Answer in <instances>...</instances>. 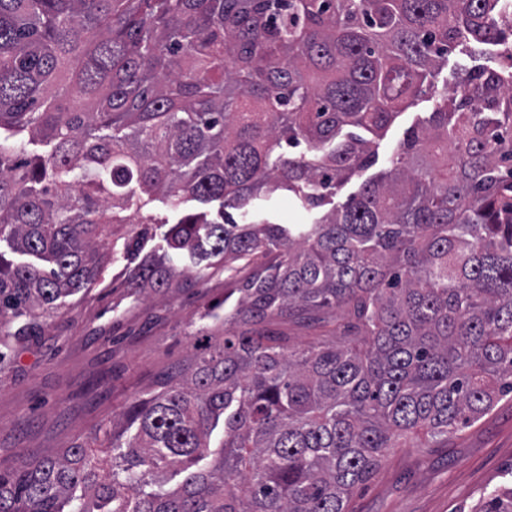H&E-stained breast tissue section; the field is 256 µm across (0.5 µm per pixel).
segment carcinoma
<instances>
[{"instance_id": "1", "label": "carcinoma", "mask_w": 512, "mask_h": 512, "mask_svg": "<svg viewBox=\"0 0 512 512\" xmlns=\"http://www.w3.org/2000/svg\"><path fill=\"white\" fill-rule=\"evenodd\" d=\"M499 3L0 0V325L41 335L106 257L157 292L187 263L224 273L182 369L92 446L0 473V512H349L391 449L442 448L512 398ZM489 44L499 65L340 207L234 218L263 192L330 204L448 53ZM131 223L162 254L115 230ZM277 319L327 334L292 346ZM474 512H512V468Z\"/></svg>"}]
</instances>
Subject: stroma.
<instances>
[{
  "instance_id": "stroma-1",
  "label": "stroma",
  "mask_w": 512,
  "mask_h": 512,
  "mask_svg": "<svg viewBox=\"0 0 512 512\" xmlns=\"http://www.w3.org/2000/svg\"><path fill=\"white\" fill-rule=\"evenodd\" d=\"M495 50L449 53L434 89L389 128L378 147L385 169L406 130L441 95L452 94L459 66L493 65ZM255 219L305 224L309 211L287 196L260 195ZM224 295V277H174L164 295L131 294L122 264L110 263L96 284L65 298L40 336L12 346L0 365V471L86 443L135 399L175 375L195 343L198 312ZM512 467V401L488 414L444 448H397L354 490L349 512H472L480 494Z\"/></svg>"
}]
</instances>
